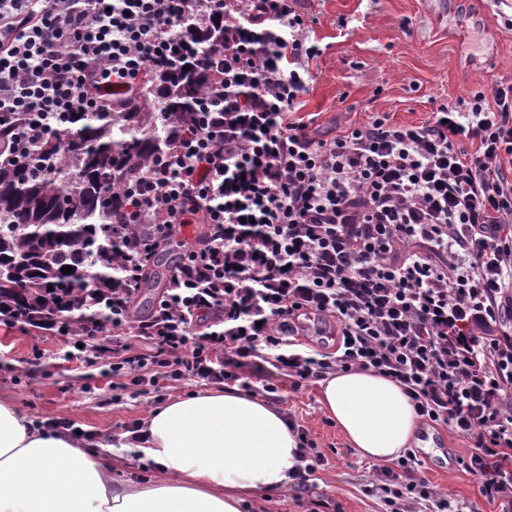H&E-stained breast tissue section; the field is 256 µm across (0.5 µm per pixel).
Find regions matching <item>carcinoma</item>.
I'll return each mask as SVG.
<instances>
[{"label": "carcinoma", "instance_id": "carcinoma-1", "mask_svg": "<svg viewBox=\"0 0 512 512\" xmlns=\"http://www.w3.org/2000/svg\"><path fill=\"white\" fill-rule=\"evenodd\" d=\"M199 45L224 41L218 21L198 33ZM208 75L191 65L175 76L152 74L130 112L82 114L39 147L57 154L63 169L52 178L0 173V316L33 327L63 322L75 330L110 316L101 301L112 296L125 241L112 231L107 179L143 171L167 148L196 111ZM73 271L64 274L61 268ZM159 254L143 263L135 288H166ZM53 290H48V287Z\"/></svg>", "mask_w": 512, "mask_h": 512}]
</instances>
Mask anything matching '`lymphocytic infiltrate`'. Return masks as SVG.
<instances>
[{"mask_svg":"<svg viewBox=\"0 0 512 512\" xmlns=\"http://www.w3.org/2000/svg\"><path fill=\"white\" fill-rule=\"evenodd\" d=\"M299 0H0V171L54 176L37 148L74 114L125 112L152 73L209 84L192 118L114 205L136 255L187 248L156 314L132 322L134 265L112 286L113 329L156 344L112 351V372L256 396L350 371L399 383L420 420L471 443L463 465L512 512V84L438 105L415 124L375 112L331 137L301 116L320 49ZM224 21L199 48L184 30ZM332 321L335 355L302 351L300 316ZM414 452L375 470L389 512H450Z\"/></svg>","mask_w":512,"mask_h":512,"instance_id":"f902f5d3","label":"lymphocytic infiltrate"}]
</instances>
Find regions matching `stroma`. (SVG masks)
Instances as JSON below:
<instances>
[{
  "label": "stroma",
  "instance_id": "35a3bbf8",
  "mask_svg": "<svg viewBox=\"0 0 512 512\" xmlns=\"http://www.w3.org/2000/svg\"><path fill=\"white\" fill-rule=\"evenodd\" d=\"M442 1L452 23L467 26L466 55L451 42L450 25L435 19ZM303 11L315 19L309 38L321 55L301 110L318 114L321 132H338L372 112L417 123L440 103L512 83V0H305ZM492 25L500 35L495 65L469 70L467 57L483 58ZM68 342L56 326L1 320L0 399L15 402L46 427L66 419L97 437L125 432L131 423L144 422L153 407L202 389L187 379L158 391L113 375L105 358L94 364L64 360ZM274 405L303 426L324 462L305 488L293 486L260 501L264 512H386L367 491L374 461L357 456L321 410L316 382L297 391L284 388ZM417 438L414 451L432 487L464 503L465 512H499L462 464L470 453L466 439L449 427L424 424Z\"/></svg>",
  "mask_w": 512,
  "mask_h": 512
}]
</instances>
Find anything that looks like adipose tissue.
<instances>
[{"label": "adipose tissue", "instance_id": "ef3b65f1", "mask_svg": "<svg viewBox=\"0 0 512 512\" xmlns=\"http://www.w3.org/2000/svg\"><path fill=\"white\" fill-rule=\"evenodd\" d=\"M319 403L352 450L379 463L410 448L418 417L402 387L370 372L319 383ZM86 439L46 429L0 400V512H242L287 491L301 467L299 441L282 413L238 387L176 398L153 409L140 440ZM138 453L156 473L118 483L112 460Z\"/></svg>", "mask_w": 512, "mask_h": 512}]
</instances>
